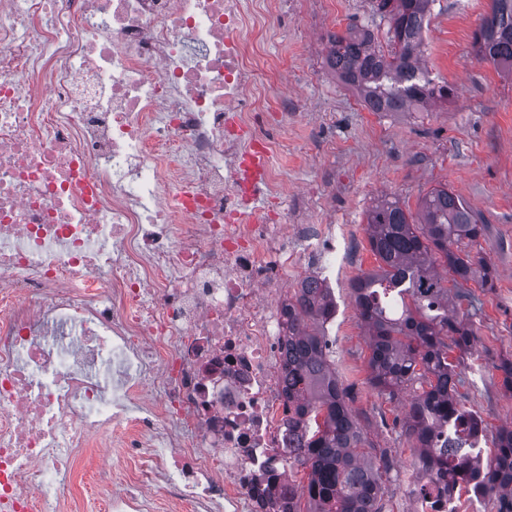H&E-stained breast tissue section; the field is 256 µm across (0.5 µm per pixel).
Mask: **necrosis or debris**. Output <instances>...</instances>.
Returning a JSON list of instances; mask_svg holds the SVG:
<instances>
[{"mask_svg": "<svg viewBox=\"0 0 512 512\" xmlns=\"http://www.w3.org/2000/svg\"><path fill=\"white\" fill-rule=\"evenodd\" d=\"M298 0H0V512H58L78 453L110 512H288L289 224L269 159L297 102L260 45ZM156 393L155 400L145 391Z\"/></svg>", "mask_w": 512, "mask_h": 512, "instance_id": "4bbe7bcc", "label": "necrosis or debris"}]
</instances>
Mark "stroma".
<instances>
[{
  "label": "stroma",
  "mask_w": 512,
  "mask_h": 512,
  "mask_svg": "<svg viewBox=\"0 0 512 512\" xmlns=\"http://www.w3.org/2000/svg\"><path fill=\"white\" fill-rule=\"evenodd\" d=\"M489 5L490 0L432 4L424 63L454 95L409 112L363 111L353 90L317 67L329 35L350 24H367L383 35L386 24L375 0H304L300 13L286 19L260 49L262 57L295 70L288 93L306 105L289 118L285 148L273 157L295 190L289 209H302L312 224L352 227L354 256L335 287L343 313L325 334L341 381L356 387L353 409L394 465L384 478L382 512H408L404 489L416 477L412 463L419 450L401 429L409 396L385 401L368 382L369 339L351 297V280L378 265L365 230V213L375 199L398 198L413 212L422 195L445 184L484 217L488 230L476 249L494 265L495 286L472 287L471 298L460 300L458 310L476 339L469 353L454 351L450 357L467 407L478 411L490 430L512 424V393L498 369L501 359L512 355V76L480 60L472 47ZM324 109L332 111V120L310 126L308 113ZM107 510L95 451L84 449L62 512Z\"/></svg>",
  "instance_id": "35a3bbf8"
}]
</instances>
